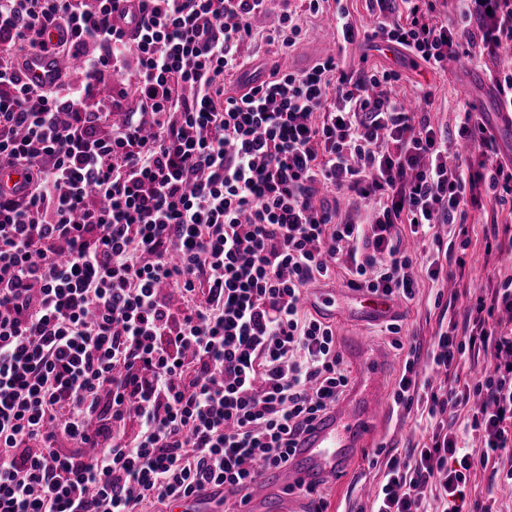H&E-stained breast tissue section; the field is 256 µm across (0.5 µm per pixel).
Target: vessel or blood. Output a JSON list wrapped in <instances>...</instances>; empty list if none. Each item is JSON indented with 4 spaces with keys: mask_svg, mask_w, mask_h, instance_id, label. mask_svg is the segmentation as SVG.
<instances>
[{
    "mask_svg": "<svg viewBox=\"0 0 512 512\" xmlns=\"http://www.w3.org/2000/svg\"><path fill=\"white\" fill-rule=\"evenodd\" d=\"M57 73L55 59L39 53L30 55L24 68L26 80L45 85L54 82ZM359 300L376 319L399 312L398 304L384 297L363 294ZM346 357L353 372L349 387L301 436L288 466L258 467L257 498H264L271 487L293 495L310 484L332 482L359 450L367 447L386 400L387 356L372 336L362 332L347 342Z\"/></svg>",
    "mask_w": 512,
    "mask_h": 512,
    "instance_id": "1",
    "label": "vessel or blood"
}]
</instances>
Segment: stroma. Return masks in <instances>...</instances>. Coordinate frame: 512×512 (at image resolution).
Instances as JSON below:
<instances>
[{
	"label": "stroma",
	"instance_id": "obj_1",
	"mask_svg": "<svg viewBox=\"0 0 512 512\" xmlns=\"http://www.w3.org/2000/svg\"><path fill=\"white\" fill-rule=\"evenodd\" d=\"M284 8L282 0H270L267 10L258 14L252 21L253 36L241 47L244 57L259 64L269 61L273 48L265 36L277 26ZM308 36L295 48L286 52L290 62L305 61L314 65L328 55L339 52L334 40H319L320 32L327 30L323 19L308 20ZM348 68L377 67L398 70L402 78L395 85V94L403 99L415 95L416 84L430 86L433 92L428 115L435 125L454 128L463 104H470L481 112L489 127L494 130L498 144V162H512V128L499 126L500 107L498 93L493 82L497 70L495 59L485 58L482 66L451 68L434 74L423 62L409 65L374 50L364 40H357L343 53ZM512 222V212L487 204L485 209L470 212L467 219L470 245L467 249V264L464 270L456 271L454 278L432 283L423 281L414 303L406 305L401 317L402 333L408 340L419 343L422 354L432 350L434 336L440 326L452 321H462L467 293L492 292L501 280L512 275V253H506L494 260H486L485 228L488 224ZM426 423L418 412L400 413L384 410L381 423L371 440L369 448L356 458L351 470L339 481L318 488V496L327 504L326 512H369L372 499L366 493L369 486L383 479L384 463L374 462V448L384 445L404 454L414 448L425 435ZM495 463L477 469L471 475L469 490L471 500L465 503L466 512H471L477 499L492 497L497 499L502 512H512V484L504 483L495 477Z\"/></svg>",
	"mask_w": 512,
	"mask_h": 512
}]
</instances>
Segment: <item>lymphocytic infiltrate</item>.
I'll return each mask as SVG.
<instances>
[{"instance_id":"lymphocytic-infiltrate-1","label":"lymphocytic infiltrate","mask_w":512,"mask_h":512,"mask_svg":"<svg viewBox=\"0 0 512 512\" xmlns=\"http://www.w3.org/2000/svg\"><path fill=\"white\" fill-rule=\"evenodd\" d=\"M123 2L0 0V166L29 183L0 194V512L247 494L350 382L306 287L341 273L412 302L443 273L447 236L468 238L470 211L512 203V165L492 164L475 113L451 132L416 117L391 95L396 71L330 55L230 93L267 0H139L130 32L112 21ZM300 2L266 37L278 51L301 40L304 14L331 18L340 49L384 39L435 73L512 42V0H452L448 16L439 0H375L364 30L345 0ZM35 50L74 60V75L24 82ZM322 186L361 209L341 215ZM406 232L431 246L425 272ZM400 332L384 328L404 354L393 403L420 407L428 437L390 455L372 512H428L430 498L461 512L471 471L512 457V277L438 331L439 384L421 381ZM477 353L482 370L461 371Z\"/></svg>"}]
</instances>
